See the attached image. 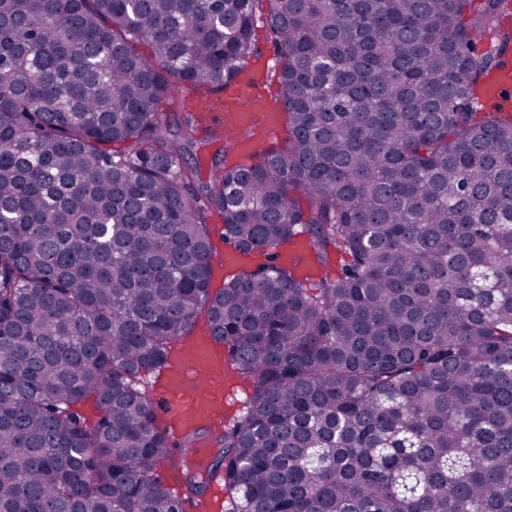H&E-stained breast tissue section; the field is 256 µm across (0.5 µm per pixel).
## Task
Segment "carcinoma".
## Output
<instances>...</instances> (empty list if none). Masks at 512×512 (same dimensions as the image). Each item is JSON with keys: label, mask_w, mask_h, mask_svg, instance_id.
Wrapping results in <instances>:
<instances>
[{"label": "carcinoma", "mask_w": 512, "mask_h": 512, "mask_svg": "<svg viewBox=\"0 0 512 512\" xmlns=\"http://www.w3.org/2000/svg\"><path fill=\"white\" fill-rule=\"evenodd\" d=\"M471 4L0 0V512H184L144 377L202 308L253 389L189 490L512 512V112L477 104L512 0ZM260 17L287 137L230 166L163 105L241 78ZM212 214L266 259L214 293ZM298 236L336 275L278 262Z\"/></svg>", "instance_id": "carcinoma-1"}]
</instances>
